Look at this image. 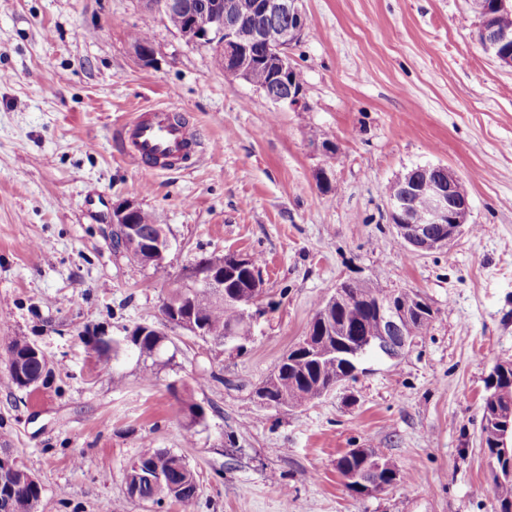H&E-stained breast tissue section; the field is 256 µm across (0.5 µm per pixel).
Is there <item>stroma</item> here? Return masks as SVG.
I'll return each instance as SVG.
<instances>
[{
	"instance_id": "stroma-1",
	"label": "stroma",
	"mask_w": 512,
	"mask_h": 512,
	"mask_svg": "<svg viewBox=\"0 0 512 512\" xmlns=\"http://www.w3.org/2000/svg\"><path fill=\"white\" fill-rule=\"evenodd\" d=\"M303 9L292 58L308 108L296 112L225 76L142 0H0V448L39 481L36 512H494L480 425L486 380L512 360V69L479 43L473 0ZM140 27L148 65L130 45ZM149 105L175 107L203 152L168 171L125 156L117 131ZM432 165L456 174L471 213L448 248L415 252L385 187ZM126 202L166 225V275L113 251L112 209ZM227 253L257 258L275 303L253 314L243 350L178 336L149 380L132 348L97 361L98 336L159 322L189 266ZM348 279L421 292L435 318L330 395L258 407L255 388ZM17 338L49 362L39 390L8 380ZM208 369L221 381L197 386ZM173 382L205 409L194 430ZM156 448L196 471L192 505L128 497L127 467ZM353 448L405 481L350 492L336 462Z\"/></svg>"
}]
</instances>
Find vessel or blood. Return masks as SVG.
<instances>
[{"label":"vessel or blood","instance_id":"obj_1","mask_svg":"<svg viewBox=\"0 0 512 512\" xmlns=\"http://www.w3.org/2000/svg\"><path fill=\"white\" fill-rule=\"evenodd\" d=\"M117 137L131 160L154 170L175 169L199 147L188 124L170 107L137 113Z\"/></svg>","mask_w":512,"mask_h":512}]
</instances>
